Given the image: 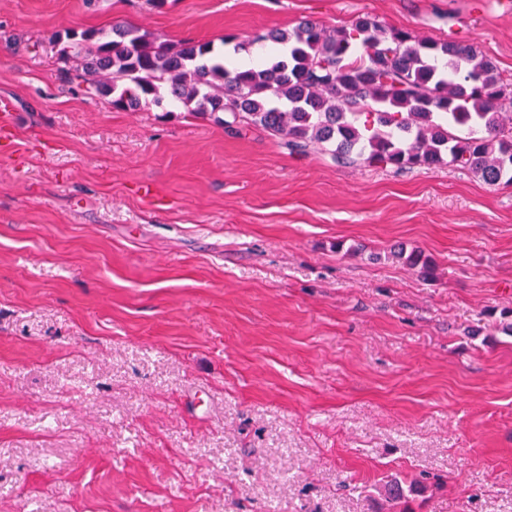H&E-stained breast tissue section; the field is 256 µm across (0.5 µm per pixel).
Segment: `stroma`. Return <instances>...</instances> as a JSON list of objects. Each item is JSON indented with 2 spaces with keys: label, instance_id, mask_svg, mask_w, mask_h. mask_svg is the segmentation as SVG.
<instances>
[{
  "label": "stroma",
  "instance_id": "obj_1",
  "mask_svg": "<svg viewBox=\"0 0 512 512\" xmlns=\"http://www.w3.org/2000/svg\"><path fill=\"white\" fill-rule=\"evenodd\" d=\"M363 15L512 78L495 0H0V512H512V185L114 109L54 37ZM432 261L426 279L395 245ZM422 485L423 483L421 481H415L411 483L406 490L397 477H391L389 480L385 481L383 490L387 499L403 503L405 506L408 503L409 496L417 493L422 488Z\"/></svg>",
  "mask_w": 512,
  "mask_h": 512
}]
</instances>
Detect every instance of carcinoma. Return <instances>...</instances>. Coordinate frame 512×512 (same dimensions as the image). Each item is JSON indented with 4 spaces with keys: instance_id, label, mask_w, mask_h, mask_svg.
Masks as SVG:
<instances>
[{
    "instance_id": "cac0c4a2",
    "label": "carcinoma",
    "mask_w": 512,
    "mask_h": 512,
    "mask_svg": "<svg viewBox=\"0 0 512 512\" xmlns=\"http://www.w3.org/2000/svg\"><path fill=\"white\" fill-rule=\"evenodd\" d=\"M258 40L286 44L288 55L241 70L209 41L132 25L55 37L60 73L78 67L98 77L92 88L118 110L169 96L226 128L262 130L292 153L319 149L338 166H455L489 186L512 184V81L475 45L419 37L371 15L331 33L303 20ZM393 256L431 273L416 250ZM421 488L396 477L383 485L387 499L403 504Z\"/></svg>"
}]
</instances>
